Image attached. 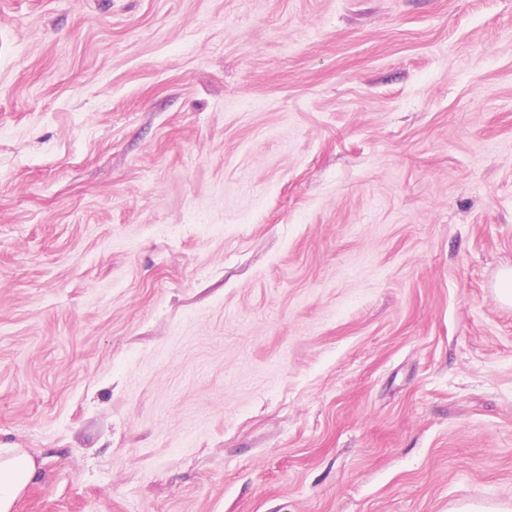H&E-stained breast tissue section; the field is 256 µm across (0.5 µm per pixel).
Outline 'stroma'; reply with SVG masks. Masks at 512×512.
Returning <instances> with one entry per match:
<instances>
[{"label": "stroma", "instance_id": "1", "mask_svg": "<svg viewBox=\"0 0 512 512\" xmlns=\"http://www.w3.org/2000/svg\"><path fill=\"white\" fill-rule=\"evenodd\" d=\"M512 0H0L16 512L512 507Z\"/></svg>", "mask_w": 512, "mask_h": 512}]
</instances>
